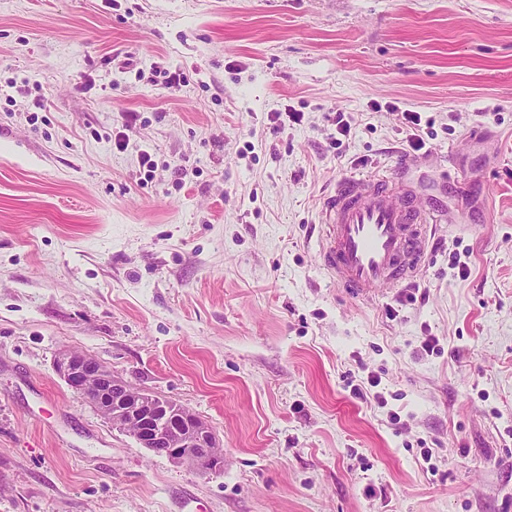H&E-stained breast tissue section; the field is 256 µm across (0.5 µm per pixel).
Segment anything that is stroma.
<instances>
[{
  "label": "stroma",
  "mask_w": 512,
  "mask_h": 512,
  "mask_svg": "<svg viewBox=\"0 0 512 512\" xmlns=\"http://www.w3.org/2000/svg\"><path fill=\"white\" fill-rule=\"evenodd\" d=\"M377 168L447 221L361 301L318 214ZM65 349L193 411L223 472L112 426ZM0 512H512V0H0ZM402 116V125L404 127H401V132L404 133L405 130V137L401 139V145L403 146L404 150H411L413 152L420 151L423 146L424 142L419 137V135L413 133L414 130H417V126L420 125L421 122V116L417 112H401ZM412 132V133H410Z\"/></svg>",
  "instance_id": "1"
}]
</instances>
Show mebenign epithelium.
I'll use <instances>...</instances> for the list:
<instances>
[{
    "label": "benign epithelium",
    "instance_id": "obj_1",
    "mask_svg": "<svg viewBox=\"0 0 512 512\" xmlns=\"http://www.w3.org/2000/svg\"><path fill=\"white\" fill-rule=\"evenodd\" d=\"M54 370L112 425L128 429L141 447L151 451L162 446L171 462L203 472L224 470V455L211 450L216 441L212 428L187 408L133 387L110 366L85 354L61 353Z\"/></svg>",
    "mask_w": 512,
    "mask_h": 512
}]
</instances>
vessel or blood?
I'll list each match as a JSON object with an SVG mask.
<instances>
[{"mask_svg": "<svg viewBox=\"0 0 512 512\" xmlns=\"http://www.w3.org/2000/svg\"><path fill=\"white\" fill-rule=\"evenodd\" d=\"M440 221L406 179L377 171L340 177L319 214V265L357 299L390 294L417 276L427 232Z\"/></svg>", "mask_w": 512, "mask_h": 512, "instance_id": "b4317fda", "label": "vessel or blood"}]
</instances>
